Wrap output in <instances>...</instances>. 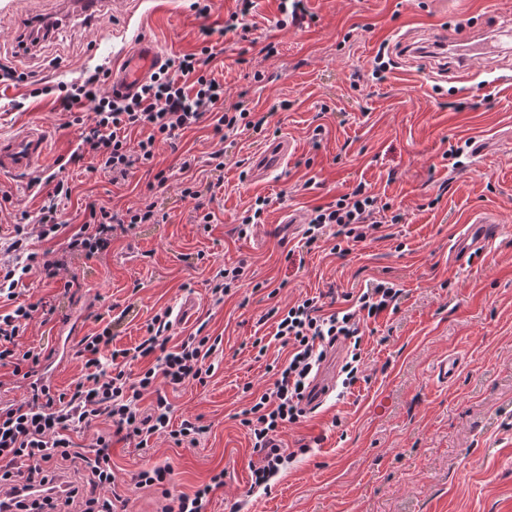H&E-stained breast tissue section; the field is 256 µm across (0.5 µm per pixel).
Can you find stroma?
<instances>
[{
    "instance_id": "35a3bbf8",
    "label": "stroma",
    "mask_w": 512,
    "mask_h": 512,
    "mask_svg": "<svg viewBox=\"0 0 512 512\" xmlns=\"http://www.w3.org/2000/svg\"><path fill=\"white\" fill-rule=\"evenodd\" d=\"M59 2L0 0V57L53 87L117 62L144 30L164 59L196 52L201 25L222 28L236 9L235 0H208L201 18L193 0H124L98 20L71 18L33 58H20L17 37ZM277 5L255 0L247 39L223 37L209 65L224 84L225 105L243 100L268 113L265 132L224 140L213 119H204L175 145H159L151 164L119 184L94 171L91 156L74 160L79 131L55 95L0 83V137L31 125L47 135L35 167L0 174V189L10 195L0 200V236H12L21 218L37 223L46 192L32 181L52 174L72 188L62 211L71 229L83 224L90 202L115 212L152 203L167 216L116 231L107 254L73 261L56 279L25 277L18 302L41 299L56 313L50 322H30L21 344L63 353L52 381L64 391L85 372L74 355L78 342L103 327H111L113 346L129 349L155 314L189 299L196 314L174 324L172 336L202 324L221 337L223 352L206 384L167 393L173 424L197 416L207 426L199 445L179 448L161 437L141 449L113 441L119 483L146 465L168 463L176 489L186 493L225 471L206 512L236 504L241 512H512V49H496L466 85L437 79L438 60L429 56L397 58L384 80L367 78L380 44L396 43L399 33L440 26L454 33L475 23L492 36L512 26V0H306V19L285 28ZM270 42L277 45L271 56L263 52ZM282 137L297 142L296 155L281 175L253 182L255 151ZM220 149L224 169L215 173L207 160ZM187 156L198 160L192 176L214 214L206 228L181 194ZM162 169L171 178L158 187ZM361 183L403 221L361 242L331 237L306 247L307 214ZM259 196L270 200L263 222L239 238L236 228ZM481 213L497 220L495 239L475 259L453 264L454 239ZM241 261V286L213 305L211 280ZM72 278L76 286L65 288ZM380 279L396 283L402 298L395 313L364 330L365 380L344 401H327L290 425L283 439L294 458L271 489L252 487L257 456L238 416L287 356L277 343L262 357L252 346L275 331L268 310L306 295L340 306ZM448 353L462 368L440 386L431 368Z\"/></svg>"
}]
</instances>
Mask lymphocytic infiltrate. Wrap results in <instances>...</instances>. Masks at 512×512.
Wrapping results in <instances>:
<instances>
[{"label": "lymphocytic infiltrate", "mask_w": 512, "mask_h": 512, "mask_svg": "<svg viewBox=\"0 0 512 512\" xmlns=\"http://www.w3.org/2000/svg\"><path fill=\"white\" fill-rule=\"evenodd\" d=\"M213 58L212 46L205 45L199 52L168 60L131 95L103 91L109 71L101 65L60 85V106L81 130L80 152L92 155L98 170L116 183L149 164L159 144H174L181 131L206 117H214L218 133L261 131L266 116L251 112L244 102L219 110L224 87L207 69ZM135 127L148 129L149 134L133 144L128 131ZM71 192L68 182L57 180L37 224L31 228L16 225L6 248L8 257L0 259V299L15 304L11 311L0 313V367H12L17 374L34 373L41 363V351L20 347L30 321L38 316L48 320L55 313L40 302L16 303L22 276L36 271L55 278L73 260L106 252L118 229L158 221L151 203L122 213L91 203L85 223L66 236L61 250L30 251V232L48 240L63 234L59 207ZM381 211L378 197L365 185H358L335 203L312 210L304 231L306 244L314 246L328 234L342 241L365 240L380 228L377 216ZM401 294L394 283L376 280L351 306L329 314L323 313L314 297L271 309L274 338L287 347L288 357L272 386L241 413L240 423L259 456L251 467L254 486L270 487L291 460L282 436L289 425L306 418L307 392L328 349H345L339 369L340 392L348 394L364 373V325L396 311ZM171 328L169 313L155 315L145 336L131 349L113 347L107 327L85 336L78 354L86 372L69 390L57 391L43 379L33 383L26 395L0 405V512H117L123 497L112 468L113 438L140 448L162 436L178 445L199 443L206 425L199 418L187 417L179 426H172V406L159 387L206 384L214 372L211 357L218 352L221 339L195 332L174 344L169 337ZM141 360L147 361V368L130 375V366ZM148 393L153 399L145 407L141 401ZM101 419L110 422V431L95 430ZM88 430L94 433L90 447L74 442V434ZM173 475L171 465H154L142 469L133 482L138 489H160L164 499L160 512H203L210 495L224 485V475L219 472L189 494L175 489Z\"/></svg>", "instance_id": "lymphocytic-infiltrate-1"}]
</instances>
